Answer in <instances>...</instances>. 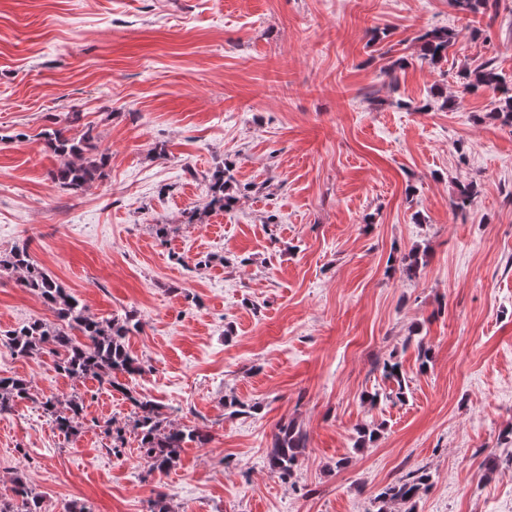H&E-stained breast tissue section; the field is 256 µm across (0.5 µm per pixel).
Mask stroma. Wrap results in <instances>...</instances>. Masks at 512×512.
I'll return each instance as SVG.
<instances>
[{
  "mask_svg": "<svg viewBox=\"0 0 512 512\" xmlns=\"http://www.w3.org/2000/svg\"><path fill=\"white\" fill-rule=\"evenodd\" d=\"M439 27L461 38L434 66L417 37ZM488 59L512 75V0L468 15L448 0H0V257L27 247L91 314H136L137 392L210 435L164 473L135 439L111 453L103 429L130 401L0 345V376L31 389L0 415V497L20 478L45 512H149L160 493L170 512H375L423 468L415 512H512V126L493 92L457 82ZM75 111L70 136L109 156L77 193L41 136ZM227 163L234 207L186 223ZM414 248L427 263L410 279ZM33 319L54 313L0 271V331ZM74 393L86 409L67 437L40 401ZM231 396L258 411L231 413ZM289 420L308 443L284 482L266 452ZM363 425L382 432L358 449ZM430 481V475L425 469H417L406 473L395 481L387 484L375 497L382 503L378 512H391L386 506L401 505L405 512H414L413 506L421 491H425Z\"/></svg>",
  "mask_w": 512,
  "mask_h": 512,
  "instance_id": "1",
  "label": "stroma"
}]
</instances>
